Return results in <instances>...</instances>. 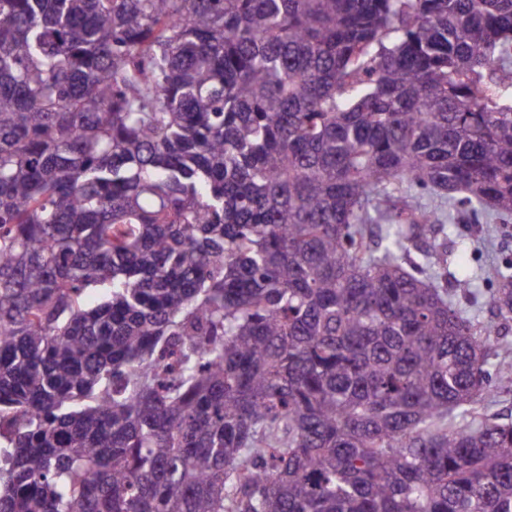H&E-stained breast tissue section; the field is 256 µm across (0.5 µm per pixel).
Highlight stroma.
Returning <instances> with one entry per match:
<instances>
[{"label":"stroma","mask_w":512,"mask_h":512,"mask_svg":"<svg viewBox=\"0 0 512 512\" xmlns=\"http://www.w3.org/2000/svg\"><path fill=\"white\" fill-rule=\"evenodd\" d=\"M448 247L453 251V269L457 275L469 277L473 297L463 305L482 324H494L486 370L489 393L475 406L478 413L502 418L512 416V320L500 318L495 309L485 304L498 282L493 268L512 263V223L490 224L485 220L460 217L448 227Z\"/></svg>","instance_id":"1"}]
</instances>
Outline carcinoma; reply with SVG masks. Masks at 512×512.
Instances as JSON below:
<instances>
[{
	"label": "carcinoma",
	"instance_id": "cac0c4a2",
	"mask_svg": "<svg viewBox=\"0 0 512 512\" xmlns=\"http://www.w3.org/2000/svg\"><path fill=\"white\" fill-rule=\"evenodd\" d=\"M462 211L512 0H0V512H512Z\"/></svg>",
	"mask_w": 512,
	"mask_h": 512
}]
</instances>
